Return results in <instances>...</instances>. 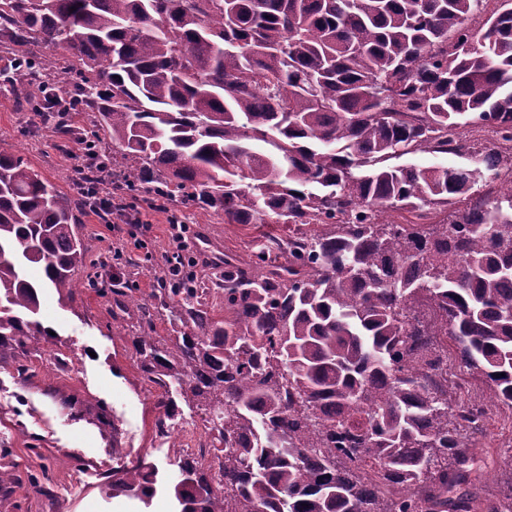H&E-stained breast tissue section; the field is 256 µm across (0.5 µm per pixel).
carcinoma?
<instances>
[{
  "label": "carcinoma",
  "mask_w": 512,
  "mask_h": 512,
  "mask_svg": "<svg viewBox=\"0 0 512 512\" xmlns=\"http://www.w3.org/2000/svg\"><path fill=\"white\" fill-rule=\"evenodd\" d=\"M480 3L0 0V73L29 70L19 100L39 69L67 91L37 115L88 169L102 147L75 112L147 206L296 226L214 280L95 289L162 414H203L213 455L176 458L180 512H512V484L464 489L489 415L439 369L453 357L512 410V193H471L512 160V0L475 30ZM464 126L497 142L467 144ZM418 152L472 167L385 165ZM78 212L0 150V362L24 380L53 339L43 290L90 285ZM63 404L117 443L104 405ZM117 461L102 491L148 499L158 471Z\"/></svg>",
  "instance_id": "cac0c4a2"
}]
</instances>
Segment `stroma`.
I'll list each match as a JSON object with an SVG mask.
<instances>
[{
	"label": "stroma",
	"mask_w": 512,
	"mask_h": 512,
	"mask_svg": "<svg viewBox=\"0 0 512 512\" xmlns=\"http://www.w3.org/2000/svg\"><path fill=\"white\" fill-rule=\"evenodd\" d=\"M0 146L22 157L60 190L72 192V174L83 161L81 147L62 151L39 118L19 108L1 82ZM174 208L200 234L190 245L191 253L207 251L215 243L221 255L244 259L261 243L259 225L225 224L189 202L175 203ZM144 217L152 229L140 244L128 238L121 216L107 223L82 208L80 221L90 258L112 255L111 265L94 264L89 275L109 284L111 276L125 272L133 260L140 265L131 280L133 287L151 288L163 265L161 256L169 248L170 227L163 213L148 209ZM38 318L57 333L74 363L67 371H58L50 350H43L33 358L36 375L26 384L11 363H0V454L8 453L20 466L43 474L41 491L25 482L1 491L0 512H176L167 487L157 488L146 501L112 498L100 489V473L111 469L119 454L157 466L169 483L179 478L178 449L159 447L155 441L160 393L142 378L125 331L112 319L109 302L90 288L76 294L74 301L62 302L48 289ZM65 396L102 403L114 417L118 434L72 418L61 403ZM476 468L490 491L512 479L511 429L492 423L477 453Z\"/></svg>",
	"instance_id": "1"
}]
</instances>
